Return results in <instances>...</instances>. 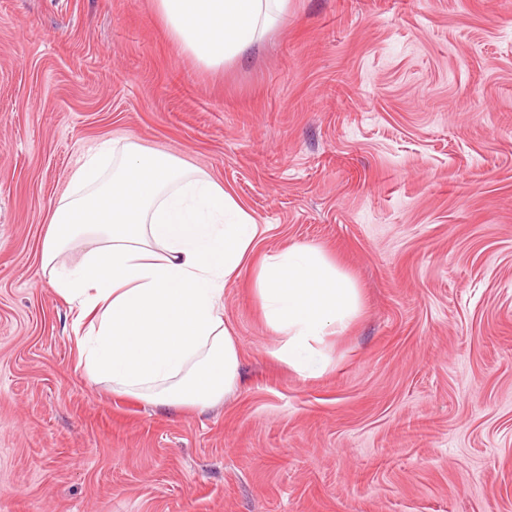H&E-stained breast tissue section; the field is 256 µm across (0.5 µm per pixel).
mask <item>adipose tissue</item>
Here are the masks:
<instances>
[{"label":"adipose tissue","instance_id":"1","mask_svg":"<svg viewBox=\"0 0 512 512\" xmlns=\"http://www.w3.org/2000/svg\"><path fill=\"white\" fill-rule=\"evenodd\" d=\"M172 37L208 67L244 54L281 21L288 0H153ZM265 230L230 193L180 158L133 141L103 143L54 208L42 267L88 325L79 364L91 380L166 409L220 403L239 378L224 287ZM101 240L83 268L57 259L80 237ZM254 290L279 337L274 359L304 379L331 364L328 337L358 318L354 278L315 244L264 255Z\"/></svg>","mask_w":512,"mask_h":512}]
</instances>
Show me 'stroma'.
<instances>
[{
	"instance_id": "1",
	"label": "stroma",
	"mask_w": 512,
	"mask_h": 512,
	"mask_svg": "<svg viewBox=\"0 0 512 512\" xmlns=\"http://www.w3.org/2000/svg\"><path fill=\"white\" fill-rule=\"evenodd\" d=\"M180 157L362 289L332 365L268 355L244 267L241 377L164 411L77 366L41 269L82 158ZM0 512H512V0H288L210 69L151 0H0Z\"/></svg>"
}]
</instances>
